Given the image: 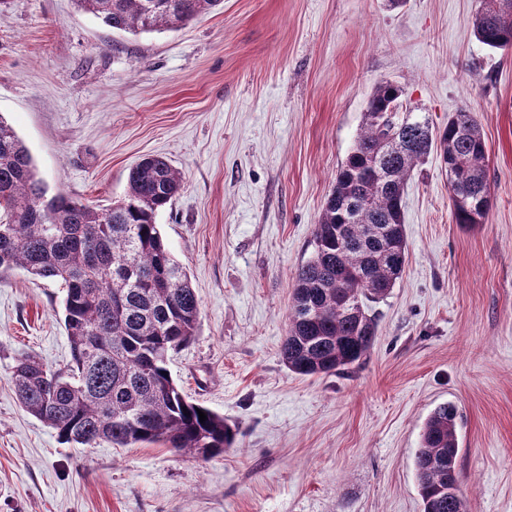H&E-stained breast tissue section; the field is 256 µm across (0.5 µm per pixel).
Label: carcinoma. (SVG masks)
Listing matches in <instances>:
<instances>
[{"instance_id": "obj_1", "label": "carcinoma", "mask_w": 512, "mask_h": 512, "mask_svg": "<svg viewBox=\"0 0 512 512\" xmlns=\"http://www.w3.org/2000/svg\"><path fill=\"white\" fill-rule=\"evenodd\" d=\"M113 30H177L223 0H75ZM475 38L512 48V0H481ZM403 87L377 85L353 147L336 172L320 213L314 254L295 273L282 362L299 376L344 371L377 336L368 303L384 298L407 259L402 199L408 177L434 149L450 176L457 224H480L491 202L487 144L461 109L436 130L427 118L402 117ZM180 172L163 156L130 168L123 199L93 207L67 193L48 195L33 157L0 118V270L20 267L64 282L63 323L71 360L53 369L19 358L12 383L22 408L67 443L127 448L162 443L199 460L236 445L224 417L187 400L168 367L169 353L196 335L200 305L190 277L166 247L156 217L179 193ZM207 419L199 421L198 411ZM455 406L427 417L414 465L422 512H465L448 492L459 452Z\"/></svg>"}]
</instances>
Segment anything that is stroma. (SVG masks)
I'll return each mask as SVG.
<instances>
[{"label":"stroma","instance_id":"1","mask_svg":"<svg viewBox=\"0 0 512 512\" xmlns=\"http://www.w3.org/2000/svg\"><path fill=\"white\" fill-rule=\"evenodd\" d=\"M480 0H224L174 32L113 31L74 0H0V118L49 193L93 206L160 155L183 186L156 222L200 303L169 355L189 400L238 424L209 460L82 448L19 406L24 354L70 361L66 290L0 275V512H421L423 425L454 404L466 512H512V50L473 35ZM433 127L468 108L493 204L455 223L437 153L403 198L408 249L369 309L360 365L301 377L280 355L297 268L378 82Z\"/></svg>","mask_w":512,"mask_h":512}]
</instances>
